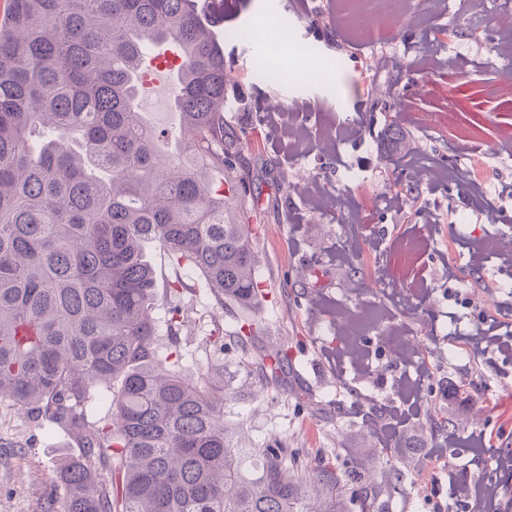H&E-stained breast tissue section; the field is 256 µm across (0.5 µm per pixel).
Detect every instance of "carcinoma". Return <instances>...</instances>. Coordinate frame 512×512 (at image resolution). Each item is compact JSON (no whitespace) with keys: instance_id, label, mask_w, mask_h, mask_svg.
<instances>
[{"instance_id":"cac0c4a2","label":"carcinoma","mask_w":512,"mask_h":512,"mask_svg":"<svg viewBox=\"0 0 512 512\" xmlns=\"http://www.w3.org/2000/svg\"><path fill=\"white\" fill-rule=\"evenodd\" d=\"M162 41L183 59L170 154L137 105V61ZM226 83L196 0H10L0 21V401L83 450L56 463L64 497L43 512H301L310 489L336 512L335 469L237 444L219 365L187 376L155 350L159 300L170 334L188 317L180 281L158 292L147 243L237 312L229 338L262 380L288 369L286 350L255 345L260 191ZM350 475L363 510L402 478Z\"/></svg>"}]
</instances>
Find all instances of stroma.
Wrapping results in <instances>:
<instances>
[{"label": "stroma", "mask_w": 512, "mask_h": 512, "mask_svg": "<svg viewBox=\"0 0 512 512\" xmlns=\"http://www.w3.org/2000/svg\"><path fill=\"white\" fill-rule=\"evenodd\" d=\"M499 9L498 0H489L488 14L478 17L467 0H446L441 12H421L420 23L368 45L337 0H224L216 30L222 35L230 115L247 129L259 156L271 162V177L280 186L276 200L260 195L252 224L262 289L254 309L263 329L258 342L271 352L287 350L292 368L284 382L265 383L243 360L222 351L219 336L231 330L232 321L210 288L194 270L174 269L159 246L148 249L158 285L181 281V302L194 319L177 335L158 333L159 355L178 351L187 373L223 363L225 382L238 392L237 399L225 402L224 419L237 427L246 446L278 442L298 452L302 465L321 460L340 474L352 466L377 474L402 472L403 482L379 512H448L453 485L491 470L504 512H512V472L496 471L491 461L475 463L471 445V431L478 427L492 433L496 451L512 450V359L492 352L476 356L465 348L467 336L486 318L512 326V287L498 286L492 265L474 269L467 255L455 253V242L481 225L477 213L461 217L464 194L458 185L422 182L417 199L400 212L384 201L405 177L404 151L434 165H463L494 139L499 126L512 123L508 93L500 85L501 70L512 68V58L497 53ZM262 15L293 21L294 36L319 59V83L259 80L264 43L227 32L251 27ZM427 39L447 65L416 86L411 72ZM374 56L398 58L403 68L369 67ZM376 88L386 91L395 121L371 112L370 93ZM269 98L308 127L306 147L289 149L265 124L262 109ZM444 108L450 120L438 128L410 118ZM330 120L359 122L362 140L319 142L318 127ZM351 170L360 173V181L347 180ZM311 181L322 196L314 210L304 200ZM430 214L437 220L435 237L413 270L427 291L407 310L376 288L378 273L363 244L371 239L381 248L395 247ZM313 270L322 276L316 291L309 287ZM344 313H380L386 322L406 328L414 336L412 351L420 352L433 371L421 387L420 413L391 443H383L376 429L385 422L384 404L397 400L398 379L409 366L404 356L373 341L368 329L364 336L372 341L373 367L358 371L336 334ZM452 380L476 392L472 418L449 408L444 390ZM450 432L457 441L447 450V468L419 480L426 452ZM81 453L64 430L0 402V512H42L55 461Z\"/></svg>", "instance_id": "1"}]
</instances>
